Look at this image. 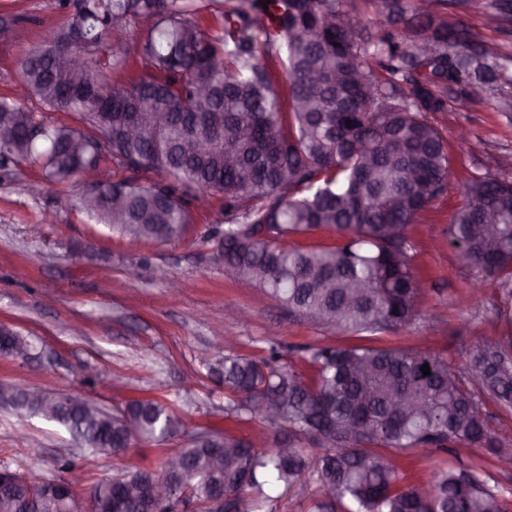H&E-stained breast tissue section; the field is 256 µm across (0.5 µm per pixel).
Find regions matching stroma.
I'll return each mask as SVG.
<instances>
[{
  "label": "stroma",
  "mask_w": 512,
  "mask_h": 512,
  "mask_svg": "<svg viewBox=\"0 0 512 512\" xmlns=\"http://www.w3.org/2000/svg\"><path fill=\"white\" fill-rule=\"evenodd\" d=\"M487 0H468L466 21L483 41L506 55L496 93L473 109L457 106L434 114L447 129L453 159L447 194L411 231L416 268L427 281L424 321L385 341L408 349L447 355L464 365L477 340H496L500 328L494 303L498 290L487 283L479 303L463 297L473 272L449 245L445 230L462 202L461 184L472 174L512 176V113L495 111L498 95H512V36L485 26ZM14 11V39L0 48V96H17L20 60L61 28L66 18L56 0H0V14ZM41 169L20 165L0 175V326L27 336L28 360L0 356V385L75 393L108 410L134 398L168 397L187 431L223 425L224 384L209 372L225 337L243 354L256 352L270 330L287 345L330 343L321 325L288 315L252 283L224 275L203 237L224 223L221 194L193 212L194 230L185 240L157 244L120 236L92 220L80 206L59 211L58 195L79 197L71 179L47 185L39 196L27 187L43 182ZM42 254L40 263L27 261ZM142 277L128 284L126 272ZM111 281L104 291L103 281ZM182 438L142 442L121 457L83 454L85 487L109 478L121 465H157ZM70 434L55 422L0 409V465H27L56 474L59 458L74 452Z\"/></svg>",
  "instance_id": "stroma-1"
}]
</instances>
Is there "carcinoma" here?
Listing matches in <instances>:
<instances>
[{
    "label": "carcinoma",
    "instance_id": "obj_1",
    "mask_svg": "<svg viewBox=\"0 0 512 512\" xmlns=\"http://www.w3.org/2000/svg\"><path fill=\"white\" fill-rule=\"evenodd\" d=\"M67 23L20 60L26 95L0 97V170L24 163L62 183L110 161L126 172L82 192L93 219L136 240L185 237L191 207L223 194L224 228L207 240L224 273L260 288L275 305L347 341L292 350L267 340V353H228L211 367L224 383V432L203 430L172 449L170 466L122 468L91 493L112 512H179L194 502L221 512H265L288 494L316 491L308 512H509L494 478L512 464V440L491 429L492 404L512 418V335L478 342L461 369L440 353L380 345L423 318L410 228L448 190L447 137L430 119L450 102L479 103L498 79L497 54L481 49L456 13L434 17L417 0H371L385 24L347 14L344 0H56ZM488 8L505 34L512 11ZM131 34L142 70L126 68L112 37ZM79 59L59 69L53 59ZM73 115L53 124L27 104ZM167 116L165 123L159 116ZM351 125H346V121ZM133 121L141 134L125 128ZM84 141L74 152L70 143ZM153 176L144 184L140 177ZM447 235L463 262L512 303V178L472 175ZM494 233H487V216ZM334 234L331 245L295 237ZM300 354L307 377L288 362ZM429 365L430 374L421 371ZM25 387H0V404L24 415ZM91 454L120 457L142 440L164 441L185 425L166 398L142 397L115 413L81 397L62 404L41 393L37 407ZM251 422L278 429L269 446L235 435ZM483 448L492 466L462 461L418 485L399 483V461L427 446ZM0 512H84L78 492L33 489Z\"/></svg>",
    "mask_w": 512,
    "mask_h": 512
}]
</instances>
